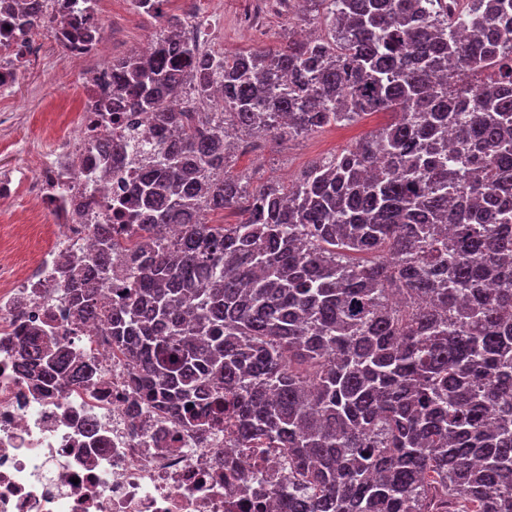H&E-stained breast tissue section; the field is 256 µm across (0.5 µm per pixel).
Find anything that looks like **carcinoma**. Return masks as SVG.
Returning <instances> with one entry per match:
<instances>
[{"instance_id": "carcinoma-1", "label": "carcinoma", "mask_w": 512, "mask_h": 512, "mask_svg": "<svg viewBox=\"0 0 512 512\" xmlns=\"http://www.w3.org/2000/svg\"><path fill=\"white\" fill-rule=\"evenodd\" d=\"M301 2L326 37L215 55L183 40L191 18L133 0L162 28L112 60V93L169 146L127 214L138 274L121 305L98 300L114 225L63 257L73 318L105 325L178 422L226 414L241 448L286 442L272 512H512V0ZM4 13L17 39L51 22L25 0ZM374 112L391 120L254 190L213 127L245 147ZM122 146L97 143L114 161ZM227 209L244 218H206ZM19 358L83 376L38 333Z\"/></svg>"}]
</instances>
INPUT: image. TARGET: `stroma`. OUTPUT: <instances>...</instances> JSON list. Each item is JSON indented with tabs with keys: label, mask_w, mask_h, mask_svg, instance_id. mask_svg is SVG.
Returning <instances> with one entry per match:
<instances>
[{
	"label": "stroma",
	"mask_w": 512,
	"mask_h": 512,
	"mask_svg": "<svg viewBox=\"0 0 512 512\" xmlns=\"http://www.w3.org/2000/svg\"><path fill=\"white\" fill-rule=\"evenodd\" d=\"M248 6L249 0H201L197 6L191 0H170L166 10L179 13L198 9L210 32L207 47L215 53L278 44L305 22L295 0H262L254 24L247 26L243 16ZM97 13L109 24L106 37L116 58L130 55L133 47L149 43L158 27L154 19L134 8L132 0H98ZM62 71L69 75L71 95L80 96L82 68L70 64L62 49L48 42L42 48L38 66L25 69L13 87L0 91V113L9 115L8 122L0 124L1 169L10 168L18 176H28L35 163L50 156L78 122V110L62 106L56 95L55 80ZM387 120V114L376 113L295 141L266 139L256 150L237 155L231 171L246 176L254 188L270 179L287 182L313 161L355 145Z\"/></svg>",
	"instance_id": "35a3bbf8"
}]
</instances>
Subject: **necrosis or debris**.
Listing matches in <instances>:
<instances>
[{
    "label": "necrosis or debris",
    "mask_w": 512,
    "mask_h": 512,
    "mask_svg": "<svg viewBox=\"0 0 512 512\" xmlns=\"http://www.w3.org/2000/svg\"><path fill=\"white\" fill-rule=\"evenodd\" d=\"M104 40L100 21L85 49L66 51L95 66L83 87L82 119L65 146L24 183L0 171V204H29L35 218H47L43 230L52 240L20 268L0 257V512H244L240 482L270 499L288 481L278 443L253 441L225 465L232 428L184 425L137 400L132 366L103 324L69 333L72 305L61 288L59 257L90 253L97 225L126 223L115 202L132 199L142 168L129 152L119 174L101 181L108 162L93 144L113 125L98 105L111 104L124 130L148 133L139 114L111 100ZM33 327L49 340H67L87 367L80 383L45 384L40 366L21 367L17 344Z\"/></svg>",
    "instance_id": "necrosis-or-debris-1"
}]
</instances>
